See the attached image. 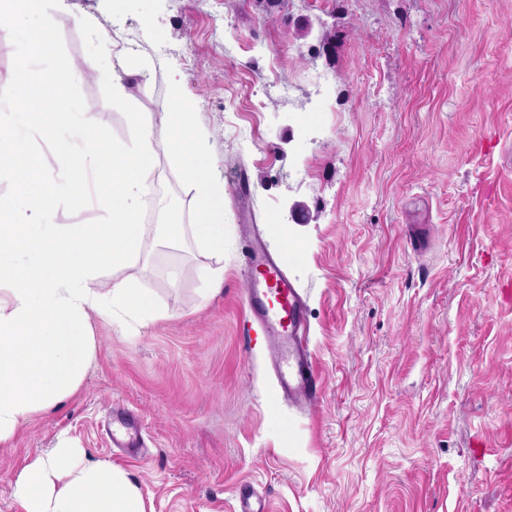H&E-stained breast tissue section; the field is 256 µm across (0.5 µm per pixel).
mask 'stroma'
Returning a JSON list of instances; mask_svg holds the SVG:
<instances>
[{
  "label": "stroma",
  "instance_id": "obj_1",
  "mask_svg": "<svg viewBox=\"0 0 512 512\" xmlns=\"http://www.w3.org/2000/svg\"><path fill=\"white\" fill-rule=\"evenodd\" d=\"M56 51L139 65L134 107L166 134L171 79L195 104L224 184V285L192 239L120 277L166 319L91 316L78 390L0 447V512L19 472L68 438L123 470L145 512H512V0H61ZM33 22L0 25V98ZM336 39L333 55L321 50ZM93 77L70 97L114 139ZM152 199L193 220L166 153ZM256 225L306 300L317 407L274 399L245 329L241 227ZM144 422L113 448L112 407Z\"/></svg>",
  "mask_w": 512,
  "mask_h": 512
}]
</instances>
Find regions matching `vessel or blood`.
Masks as SVG:
<instances>
[{
  "label": "vessel or blood",
  "instance_id": "vessel-or-blood-1",
  "mask_svg": "<svg viewBox=\"0 0 512 512\" xmlns=\"http://www.w3.org/2000/svg\"><path fill=\"white\" fill-rule=\"evenodd\" d=\"M243 252L248 269L246 306L265 333L266 351L277 377L276 395L300 407H314L322 386L307 344L304 297L259 235L244 240ZM112 417L118 425L112 433L113 447L135 451L136 436L142 429L140 418L121 407Z\"/></svg>",
  "mask_w": 512,
  "mask_h": 512
}]
</instances>
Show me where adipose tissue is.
I'll return each instance as SVG.
<instances>
[{
  "label": "adipose tissue",
  "mask_w": 512,
  "mask_h": 512,
  "mask_svg": "<svg viewBox=\"0 0 512 512\" xmlns=\"http://www.w3.org/2000/svg\"><path fill=\"white\" fill-rule=\"evenodd\" d=\"M53 3L0 0V17L40 18L14 47L16 95L0 100V112L22 117L18 126L0 123V181L12 180L18 195L16 205L0 204V445L33 414L76 391L92 360L91 316L108 319L119 311L137 321L165 318L151 293L128 278L104 281L105 271L128 266L153 246L180 245L188 236L203 254L224 255V184L210 174L207 140L179 80L171 82L164 146L194 191V221L183 224L172 211L151 228L139 222L136 202L157 176L154 132L131 109L133 70L100 65L122 58L126 49L107 36L101 59L84 66L48 56L59 20ZM38 59L47 62L39 71L31 67ZM92 75L111 82L113 107L128 109L125 139H111L102 125L74 112L69 91ZM25 126L51 142L50 153L17 150ZM62 128L74 131L77 148L58 140ZM55 169L63 180L52 178ZM64 195L74 205L91 204L94 218L56 223ZM77 454L63 445L25 468L14 484L24 512H145L140 492L120 469L106 461L78 460Z\"/></svg>",
  "instance_id": "ef3b65f1"
}]
</instances>
